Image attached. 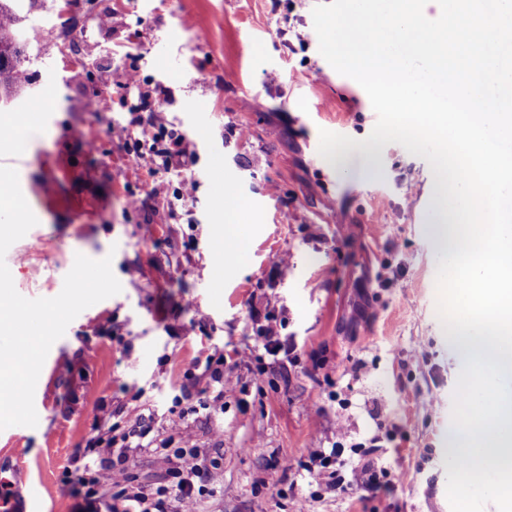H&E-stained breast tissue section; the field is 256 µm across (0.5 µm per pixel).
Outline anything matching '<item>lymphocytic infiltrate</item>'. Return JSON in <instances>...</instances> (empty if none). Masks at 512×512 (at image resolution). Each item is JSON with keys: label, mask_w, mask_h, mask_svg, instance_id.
<instances>
[{"label": "lymphocytic infiltrate", "mask_w": 512, "mask_h": 512, "mask_svg": "<svg viewBox=\"0 0 512 512\" xmlns=\"http://www.w3.org/2000/svg\"><path fill=\"white\" fill-rule=\"evenodd\" d=\"M123 90H137L138 102L130 110V118L123 128V149L129 159L146 167L149 174L167 172L179 179L181 195H190L196 188L192 174L195 154L186 134L164 124L159 114L162 110L161 92L142 87L137 73L126 76ZM252 319L262 341L267 365L281 369L291 359L293 349L280 338L276 318L253 312ZM221 356H207L201 363L202 377L208 383L203 400L187 404L182 416H189L218 406L224 397V386L232 380V374L224 368ZM126 456H119L117 463L92 461L78 474L77 482L84 487L85 512H99L96 487L108 483L112 488L110 512H169V504H176V512H197L198 499L205 492V481L211 462L195 450L179 451L167 469L166 486L155 492L134 488L135 477L126 465Z\"/></svg>", "instance_id": "f902f5d3"}]
</instances>
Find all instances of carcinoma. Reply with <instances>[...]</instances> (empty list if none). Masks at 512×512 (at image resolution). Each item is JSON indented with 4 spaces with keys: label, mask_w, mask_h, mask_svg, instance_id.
I'll return each mask as SVG.
<instances>
[{
    "label": "carcinoma",
    "mask_w": 512,
    "mask_h": 512,
    "mask_svg": "<svg viewBox=\"0 0 512 512\" xmlns=\"http://www.w3.org/2000/svg\"><path fill=\"white\" fill-rule=\"evenodd\" d=\"M13 0H0V104L8 105L30 85L18 38L29 39L20 26Z\"/></svg>",
    "instance_id": "obj_1"
}]
</instances>
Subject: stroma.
<instances>
[{"label": "stroma", "mask_w": 512, "mask_h": 512, "mask_svg": "<svg viewBox=\"0 0 512 512\" xmlns=\"http://www.w3.org/2000/svg\"><path fill=\"white\" fill-rule=\"evenodd\" d=\"M317 0H19L28 21L58 24L30 45L35 84L14 109L46 101L25 137L0 133L38 223L8 249L19 294L57 296L76 254L111 258L121 293L83 310L38 378V424L0 431L10 512L39 495L77 512L73 471L95 428L141 424L127 449L154 490L160 445L214 460L199 512H451L453 395L464 360L437 313L440 254L429 163L391 143L348 173L317 154L321 131L362 141L377 115L354 79L320 54ZM136 68L167 90L164 121L197 155V187L129 162L122 127ZM250 206L245 265L218 247L222 189ZM282 320L297 358L258 374L250 308ZM239 350L223 412L179 428L178 402L205 386L197 358ZM321 368L312 369V360ZM335 450L342 479L385 467L388 491L359 497L317 481L310 451Z\"/></svg>", "instance_id": "1"}]
</instances>
